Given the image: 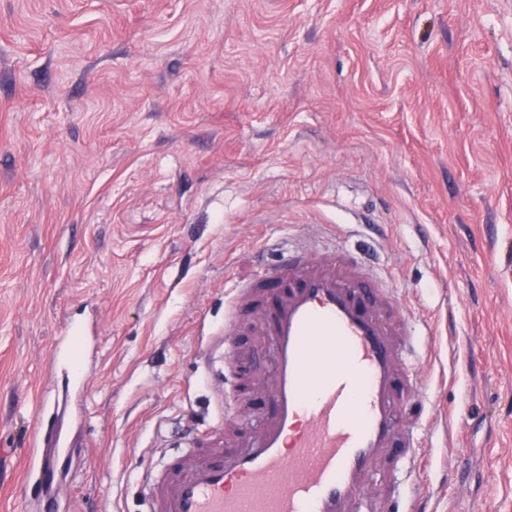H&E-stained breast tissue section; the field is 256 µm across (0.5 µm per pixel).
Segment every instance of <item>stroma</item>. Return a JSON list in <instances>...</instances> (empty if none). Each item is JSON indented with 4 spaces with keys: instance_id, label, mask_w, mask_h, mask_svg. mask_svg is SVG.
<instances>
[{
    "instance_id": "35a3bbf8",
    "label": "stroma",
    "mask_w": 512,
    "mask_h": 512,
    "mask_svg": "<svg viewBox=\"0 0 512 512\" xmlns=\"http://www.w3.org/2000/svg\"><path fill=\"white\" fill-rule=\"evenodd\" d=\"M302 235L429 332L413 502L512 512V0H0V512H39L11 443L72 320L99 343L54 512H144L219 416L235 289ZM235 339L257 418L267 344Z\"/></svg>"
}]
</instances>
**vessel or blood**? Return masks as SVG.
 Here are the masks:
<instances>
[{
    "label": "vessel or blood",
    "mask_w": 512,
    "mask_h": 512,
    "mask_svg": "<svg viewBox=\"0 0 512 512\" xmlns=\"http://www.w3.org/2000/svg\"><path fill=\"white\" fill-rule=\"evenodd\" d=\"M259 291L236 289L224 314L220 368L238 356L228 335L248 311L269 346L267 416L231 450L169 462L146 512H401L393 490L413 472L424 421L410 417L422 379L414 326L396 313L390 284L351 251L301 240L277 267L257 272ZM97 342L80 330L56 337L51 361L81 405L85 359ZM68 452L36 424L19 448L25 487L42 494Z\"/></svg>",
    "instance_id": "vessel-or-blood-1"
}]
</instances>
